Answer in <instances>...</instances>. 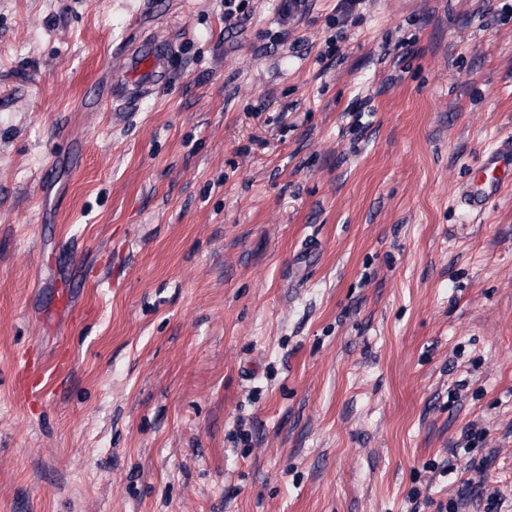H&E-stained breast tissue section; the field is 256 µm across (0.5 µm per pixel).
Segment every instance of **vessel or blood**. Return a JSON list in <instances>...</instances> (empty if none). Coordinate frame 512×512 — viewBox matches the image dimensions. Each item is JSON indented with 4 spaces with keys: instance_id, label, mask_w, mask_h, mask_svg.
<instances>
[{
    "instance_id": "vessel-or-blood-1",
    "label": "vessel or blood",
    "mask_w": 512,
    "mask_h": 512,
    "mask_svg": "<svg viewBox=\"0 0 512 512\" xmlns=\"http://www.w3.org/2000/svg\"><path fill=\"white\" fill-rule=\"evenodd\" d=\"M167 43L154 40L123 51L119 66L134 78L138 90L146 91L163 81ZM512 192V138L486 149L472 176L459 184L457 200L467 212L487 211L499 198Z\"/></svg>"
}]
</instances>
